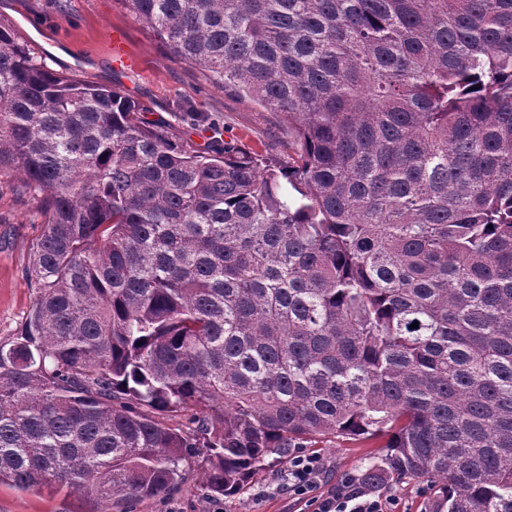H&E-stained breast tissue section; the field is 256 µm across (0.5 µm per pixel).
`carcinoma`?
<instances>
[{
  "label": "carcinoma",
  "instance_id": "obj_1",
  "mask_svg": "<svg viewBox=\"0 0 512 512\" xmlns=\"http://www.w3.org/2000/svg\"><path fill=\"white\" fill-rule=\"evenodd\" d=\"M120 2L296 150H190L0 25V173L44 216L0 484L132 512L340 436L512 512V0Z\"/></svg>",
  "mask_w": 512,
  "mask_h": 512
}]
</instances>
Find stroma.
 <instances>
[{
    "label": "stroma",
    "mask_w": 512,
    "mask_h": 512,
    "mask_svg": "<svg viewBox=\"0 0 512 512\" xmlns=\"http://www.w3.org/2000/svg\"><path fill=\"white\" fill-rule=\"evenodd\" d=\"M0 25L11 30L47 68L94 83H114L144 108L146 121L163 125L175 139L196 148L229 142L267 158L287 160L294 148L288 119L249 98L226 91L204 71L171 54L121 0H68L59 11L56 0H0ZM125 28L139 59L136 69L115 70L109 61L107 36ZM201 112L210 127H193L184 113ZM38 200L25 193L18 176L0 174V344L14 341L35 300L25 276L30 248L42 232ZM323 460L321 488L349 474H362L370 456H381L380 441L342 437L318 442ZM379 491L393 512H440L446 496L438 484L410 480L385 484ZM81 503L68 494H33L0 485V512H76ZM288 486L287 465L274 463L233 497L215 498L202 487L198 469L187 473L180 492L139 503L134 512H299Z\"/></svg>",
    "instance_id": "obj_1"
}]
</instances>
